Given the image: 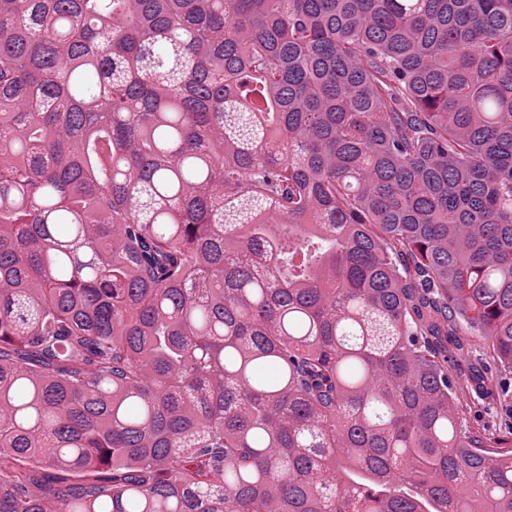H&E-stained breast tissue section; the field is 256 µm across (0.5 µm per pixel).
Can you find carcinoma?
Returning a JSON list of instances; mask_svg holds the SVG:
<instances>
[{
	"label": "carcinoma",
	"instance_id": "carcinoma-1",
	"mask_svg": "<svg viewBox=\"0 0 512 512\" xmlns=\"http://www.w3.org/2000/svg\"><path fill=\"white\" fill-rule=\"evenodd\" d=\"M512 0H0V512H512ZM431 338V337H430ZM434 345L448 350V365L461 371L464 378L472 382L489 369L504 376H510L490 359V353L479 336L472 335L465 326L457 325L447 336L431 338ZM473 395L479 404H476L472 409H468L465 412L464 417L468 424L476 425L482 424L484 422L491 423L493 420L503 428L506 426V423L511 424V417L504 413V410H502L498 400H492L491 398L487 400H481L478 399V395H476L474 392Z\"/></svg>",
	"mask_w": 512,
	"mask_h": 512
}]
</instances>
